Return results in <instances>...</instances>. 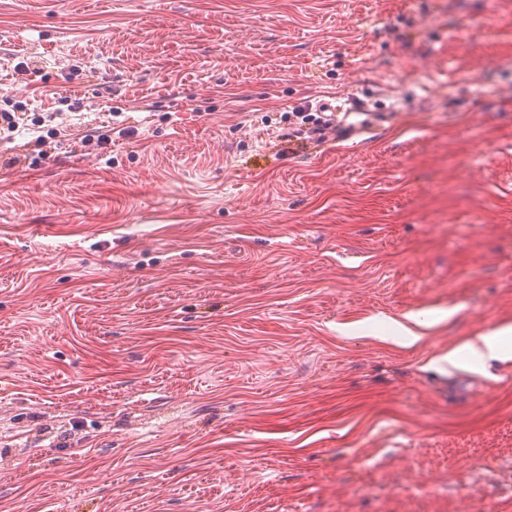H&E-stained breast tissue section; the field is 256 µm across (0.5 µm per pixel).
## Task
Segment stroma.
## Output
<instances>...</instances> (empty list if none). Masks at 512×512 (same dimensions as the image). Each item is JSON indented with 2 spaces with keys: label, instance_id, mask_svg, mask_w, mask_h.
<instances>
[{
  "label": "stroma",
  "instance_id": "1",
  "mask_svg": "<svg viewBox=\"0 0 512 512\" xmlns=\"http://www.w3.org/2000/svg\"><path fill=\"white\" fill-rule=\"evenodd\" d=\"M18 103L0 512H512V0H0ZM350 97L345 96H329V99H321L316 105L317 112H331L332 117H336L338 122V115L342 112L345 117L351 114H368V112H378L368 108V104L355 105ZM510 343L512 344V324L504 323L479 336L476 341L467 342L463 346V356L480 360L498 358Z\"/></svg>",
  "mask_w": 512,
  "mask_h": 512
}]
</instances>
